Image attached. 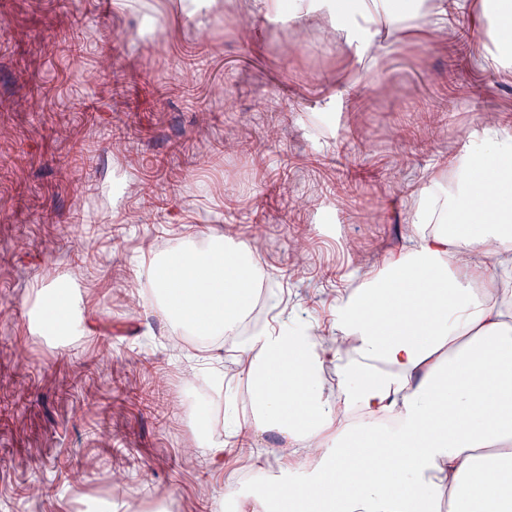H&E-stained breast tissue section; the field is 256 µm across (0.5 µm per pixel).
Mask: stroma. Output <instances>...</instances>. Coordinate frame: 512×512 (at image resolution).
I'll return each instance as SVG.
<instances>
[{
	"label": "stroma",
	"mask_w": 512,
	"mask_h": 512,
	"mask_svg": "<svg viewBox=\"0 0 512 512\" xmlns=\"http://www.w3.org/2000/svg\"><path fill=\"white\" fill-rule=\"evenodd\" d=\"M146 14L160 26L151 43L136 35ZM65 39L83 54L58 50ZM197 53L208 64L189 69ZM494 114L512 115V81L481 43L460 56L438 32L390 43L373 63L316 24L243 6L190 19L172 0H0V309L15 312L0 321V512H92L102 498L126 512L158 501L216 512L255 465L273 467L285 445L275 433L255 460L202 453L192 415L220 429L251 419L236 342L180 341L133 257L146 242L162 253L229 232L255 248L251 307L264 323L277 299L328 323L350 268L401 250L425 170ZM82 147L86 165L73 161ZM146 158L164 159L169 181H150ZM117 170L132 190L109 215L101 189ZM327 211L333 235L319 227ZM62 274L90 316L66 347L26 320L38 284Z\"/></svg>",
	"instance_id": "stroma-1"
}]
</instances>
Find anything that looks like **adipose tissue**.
I'll return each mask as SVG.
<instances>
[{"instance_id":"1","label":"adipose tissue","mask_w":512,"mask_h":512,"mask_svg":"<svg viewBox=\"0 0 512 512\" xmlns=\"http://www.w3.org/2000/svg\"><path fill=\"white\" fill-rule=\"evenodd\" d=\"M264 19H319L358 59L377 60L380 32L452 29L466 0H248ZM486 28L487 65L512 77V0L469 11ZM497 186L482 199V180ZM135 258L166 322L234 336L256 264L243 242L206 235ZM317 321L279 312L238 350L252 417L200 446L251 452L274 432L287 442L279 473L255 469L234 512H512V120L466 127L447 159L410 194L407 244L363 272ZM28 326L53 339L82 335L88 318L57 279L42 284ZM335 368L340 389L324 391Z\"/></svg>"}]
</instances>
